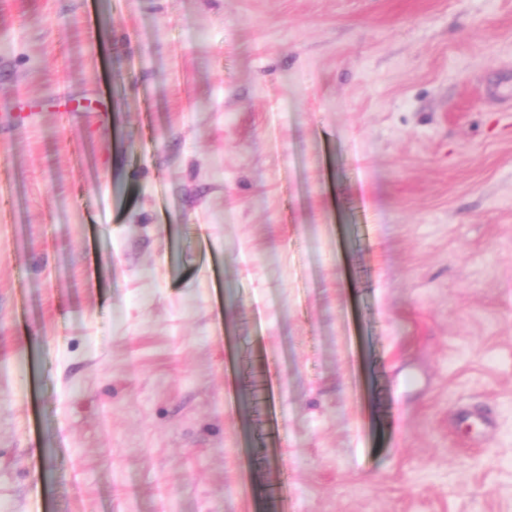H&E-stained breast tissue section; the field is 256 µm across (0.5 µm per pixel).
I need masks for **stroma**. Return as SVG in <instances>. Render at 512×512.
Instances as JSON below:
<instances>
[{
	"label": "stroma",
	"mask_w": 512,
	"mask_h": 512,
	"mask_svg": "<svg viewBox=\"0 0 512 512\" xmlns=\"http://www.w3.org/2000/svg\"><path fill=\"white\" fill-rule=\"evenodd\" d=\"M0 512H512V0H0Z\"/></svg>",
	"instance_id": "obj_1"
}]
</instances>
